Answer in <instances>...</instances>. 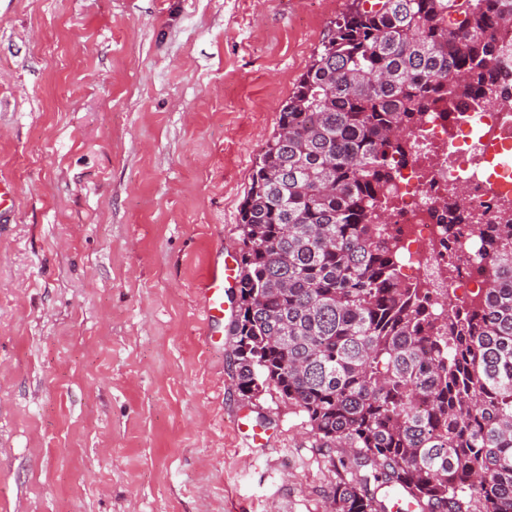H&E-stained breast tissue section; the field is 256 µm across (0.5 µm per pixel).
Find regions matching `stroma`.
<instances>
[{
    "label": "stroma",
    "instance_id": "obj_1",
    "mask_svg": "<svg viewBox=\"0 0 512 512\" xmlns=\"http://www.w3.org/2000/svg\"><path fill=\"white\" fill-rule=\"evenodd\" d=\"M348 5L0 0V512H325L348 449L236 390L196 286Z\"/></svg>",
    "mask_w": 512,
    "mask_h": 512
}]
</instances>
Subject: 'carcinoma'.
<instances>
[{
	"label": "carcinoma",
	"mask_w": 512,
	"mask_h": 512,
	"mask_svg": "<svg viewBox=\"0 0 512 512\" xmlns=\"http://www.w3.org/2000/svg\"><path fill=\"white\" fill-rule=\"evenodd\" d=\"M512 0H352L262 148L240 209L232 379L306 414L354 466L329 512H512V233L443 319L386 210L426 112L485 94ZM472 216L448 211V253Z\"/></svg>",
	"instance_id": "carcinoma-1"
}]
</instances>
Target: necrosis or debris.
I'll use <instances>...</instances> for the list:
<instances>
[{"label":"necrosis or debris","instance_id":"4bbe7bcc","mask_svg":"<svg viewBox=\"0 0 512 512\" xmlns=\"http://www.w3.org/2000/svg\"><path fill=\"white\" fill-rule=\"evenodd\" d=\"M507 47L492 66L491 93L461 112H429L415 129L413 146L388 207V227L401 247V272L422 280L438 277L454 302L478 290L477 252L449 255L442 245V221L466 189L467 207L481 223L496 224L504 203L512 202V28H497ZM456 274H449V264Z\"/></svg>","mask_w":512,"mask_h":512}]
</instances>
